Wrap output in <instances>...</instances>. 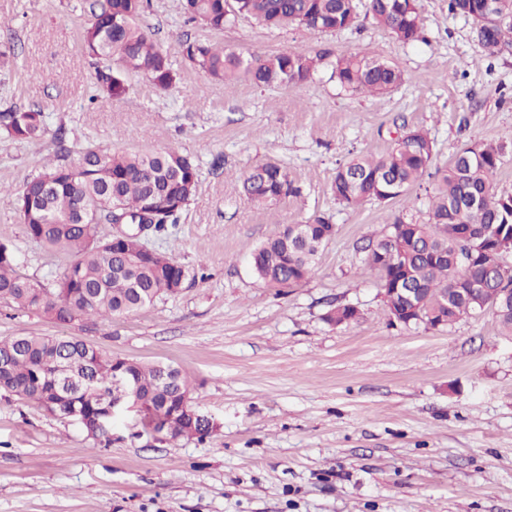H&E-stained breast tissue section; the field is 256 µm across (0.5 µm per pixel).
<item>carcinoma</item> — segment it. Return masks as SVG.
<instances>
[{
  "label": "carcinoma",
  "mask_w": 512,
  "mask_h": 512,
  "mask_svg": "<svg viewBox=\"0 0 512 512\" xmlns=\"http://www.w3.org/2000/svg\"><path fill=\"white\" fill-rule=\"evenodd\" d=\"M485 0H448V10L474 23L473 33L491 55L512 48V0H497L495 15L484 13ZM182 0L190 21L212 30L224 29L228 13L268 27L297 23L314 32L352 27L357 0ZM149 0H85L88 21L81 31L85 54L97 61L94 87L111 96L125 93L126 75L142 73L158 88H169L177 71L142 28L140 20ZM368 11L396 39L410 43L422 38L416 0H369ZM182 57L211 80L231 86L248 81L257 87L283 90L310 80L326 64L329 52L314 56L288 52L246 56L207 41H182ZM331 78L352 94H388L403 81L402 71L377 57L342 56L330 63ZM44 113L35 109L0 112V135L18 141L44 136ZM57 162L43 167L22 187L18 211L27 236L67 262L47 293L19 270L18 253L0 242V301L19 309H35L58 324L91 317L110 320L141 310L157 299L174 295L180 282L197 273L156 249H144L141 239L112 243L99 226L114 222L112 209L126 213L158 231L176 223L177 214L195 196L199 175L190 157L172 151L151 154L110 153L95 147L82 152L77 170L65 162L59 148ZM434 143L421 129L400 137L385 154L361 153L336 168L332 192L340 203L354 206L364 200L390 202L406 198L432 162ZM502 147L471 144L449 166L436 170L437 187L423 223L396 218L386 231L369 241L366 264L382 288L397 281L423 292L413 316L423 325L445 318L454 323L476 314L481 306L494 316L500 332L512 336V305H503L502 290L512 289V263L502 252L512 243V195L492 192L491 179L501 163ZM288 171L277 164L254 168L242 180V195L265 204L287 195L297 196ZM332 224L315 219L288 228L250 253L256 278L270 287L305 280L312 271L317 248L334 233ZM359 313L344 304L330 308L326 323L357 321ZM67 363L72 371L54 375ZM127 376L136 399L147 414L163 420L174 438L205 440L212 429L192 420L181 409L190 383L170 364L119 361L82 340L64 336L19 334L0 340V390L41 406L57 398L55 386L69 392L67 405L82 412L96 411L121 391L114 380Z\"/></svg>",
  "instance_id": "1"
}]
</instances>
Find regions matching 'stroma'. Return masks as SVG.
<instances>
[{
	"instance_id": "1",
	"label": "stroma",
	"mask_w": 512,
	"mask_h": 512,
	"mask_svg": "<svg viewBox=\"0 0 512 512\" xmlns=\"http://www.w3.org/2000/svg\"><path fill=\"white\" fill-rule=\"evenodd\" d=\"M358 0L348 29L316 33L235 17L214 32L187 22L178 0H150L142 23L178 71L158 90L144 74L125 94H94L80 32L82 0H0V111L38 109L47 135L0 136V242L20 270L53 288L64 257L31 241L17 191L59 146L70 162L109 152L174 151L199 169V188L149 247L203 277L128 316L58 325L0 303V339L75 336L112 357L171 363L192 381L193 404L218 429L205 441L144 433L137 412L93 438L73 419L0 391V512H512V337L491 314L428 329L392 323L362 246L395 218L424 222L437 181L407 198L339 203L338 162L389 151L405 129L434 142L433 168L469 143L497 142L493 176L512 194V51L492 56L448 0H417L424 40L403 43ZM255 56L375 55L404 74L389 94L356 96L320 70L289 90L210 81L181 55L186 38ZM276 163L298 197L256 206L240 194L253 167ZM316 218L336 234L302 283L259 282L250 252L288 225ZM336 303L358 322L332 326Z\"/></svg>"
}]
</instances>
